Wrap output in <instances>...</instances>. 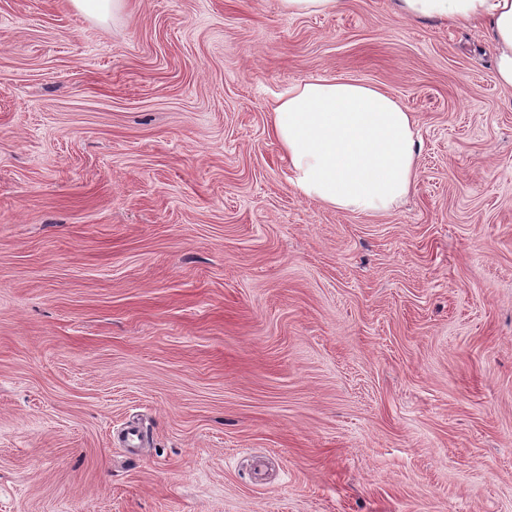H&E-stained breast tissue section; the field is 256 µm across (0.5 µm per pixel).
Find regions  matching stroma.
Masks as SVG:
<instances>
[{
    "mask_svg": "<svg viewBox=\"0 0 512 512\" xmlns=\"http://www.w3.org/2000/svg\"><path fill=\"white\" fill-rule=\"evenodd\" d=\"M333 76L418 120L385 215L299 195L271 135ZM0 512H512L490 36L391 0H0ZM338 0H281L283 10L290 16L323 13L336 8Z\"/></svg>",
    "mask_w": 512,
    "mask_h": 512,
    "instance_id": "35a3bbf8",
    "label": "stroma"
}]
</instances>
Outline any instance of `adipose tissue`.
<instances>
[{
    "label": "adipose tissue",
    "mask_w": 512,
    "mask_h": 512,
    "mask_svg": "<svg viewBox=\"0 0 512 512\" xmlns=\"http://www.w3.org/2000/svg\"><path fill=\"white\" fill-rule=\"evenodd\" d=\"M405 19L489 32L498 82L512 88V0H393ZM271 131L303 197L339 211L381 215L414 187L420 142L412 112L379 87L347 78L291 84Z\"/></svg>",
    "instance_id": "obj_1"
}]
</instances>
